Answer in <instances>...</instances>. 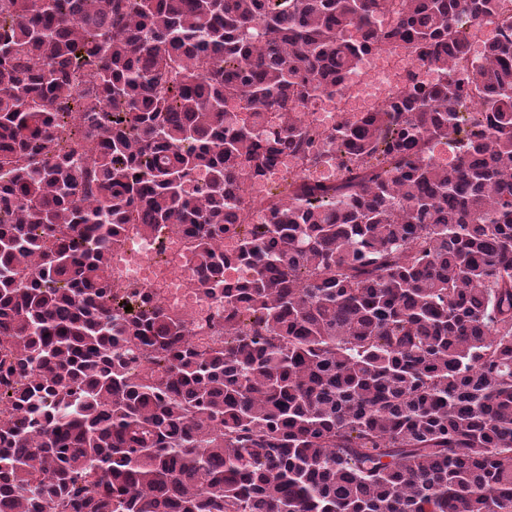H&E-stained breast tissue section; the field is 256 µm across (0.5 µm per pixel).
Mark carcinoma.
Returning a JSON list of instances; mask_svg holds the SVG:
<instances>
[{
  "label": "carcinoma",
  "mask_w": 512,
  "mask_h": 512,
  "mask_svg": "<svg viewBox=\"0 0 512 512\" xmlns=\"http://www.w3.org/2000/svg\"><path fill=\"white\" fill-rule=\"evenodd\" d=\"M499 12L0 0V512H512V20L470 70L457 22ZM393 44L439 82L305 125ZM132 227L189 239L220 342L110 279ZM314 152L320 155L317 165L309 172L321 180H334L339 173V159L333 148L323 142L315 144ZM296 159L287 156L282 157L277 164L269 171L266 179L259 181H248L245 184L244 189L241 194L245 197L246 201L252 200L253 202H257L263 199L266 195V192L271 193V188L273 184H275L279 178L283 175V173L287 172L289 169H293L294 171L297 169L295 165ZM286 180L282 181L281 179L275 184L273 193L279 195L280 197L288 194V184L292 181L293 174H288L286 176Z\"/></svg>",
  "instance_id": "obj_1"
}]
</instances>
